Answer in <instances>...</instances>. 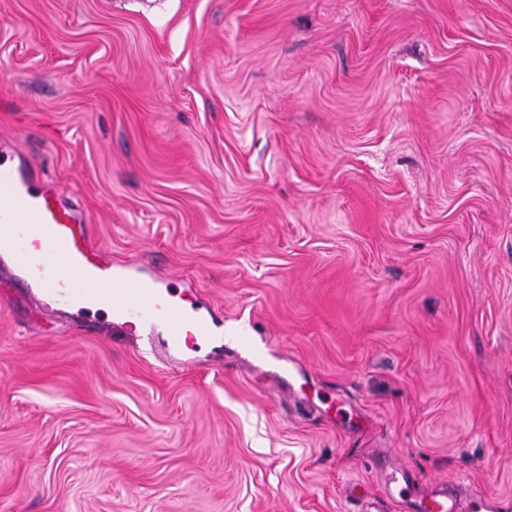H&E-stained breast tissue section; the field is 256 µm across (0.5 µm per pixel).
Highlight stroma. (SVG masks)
I'll return each instance as SVG.
<instances>
[{
	"instance_id": "1",
	"label": "stroma",
	"mask_w": 512,
	"mask_h": 512,
	"mask_svg": "<svg viewBox=\"0 0 512 512\" xmlns=\"http://www.w3.org/2000/svg\"><path fill=\"white\" fill-rule=\"evenodd\" d=\"M2 137L224 339L0 265V512H512V0H0ZM406 477L405 487H402L399 493L405 494L408 498L407 503L411 506L408 508L414 512H453V500L448 497L447 491L436 490L424 494H417L413 490V482L407 483ZM451 501V504L449 503Z\"/></svg>"
}]
</instances>
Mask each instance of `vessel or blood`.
Instances as JSON below:
<instances>
[{"label":"vessel or blood","mask_w":512,"mask_h":512,"mask_svg":"<svg viewBox=\"0 0 512 512\" xmlns=\"http://www.w3.org/2000/svg\"><path fill=\"white\" fill-rule=\"evenodd\" d=\"M97 227L73 197L51 183L35 182L29 159L12 141L0 142V256H11L23 292L83 316L109 311L112 322L135 331L161 328L165 352L177 353L208 336L207 318L175 299L160 278L138 276L136 260L115 261L98 247ZM412 512H454L447 491L402 489Z\"/></svg>","instance_id":"vessel-or-blood-1"}]
</instances>
